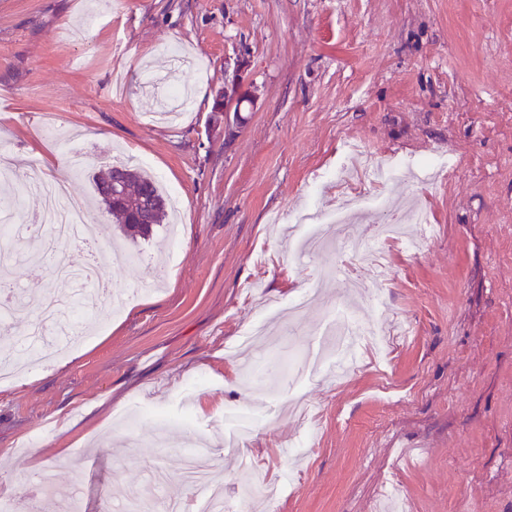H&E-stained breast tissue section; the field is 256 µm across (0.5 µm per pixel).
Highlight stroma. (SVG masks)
I'll return each instance as SVG.
<instances>
[{
  "label": "stroma",
  "mask_w": 512,
  "mask_h": 512,
  "mask_svg": "<svg viewBox=\"0 0 512 512\" xmlns=\"http://www.w3.org/2000/svg\"><path fill=\"white\" fill-rule=\"evenodd\" d=\"M239 61L253 105L228 130L215 94ZM1 156L13 224L41 210L32 162L68 179L111 292L73 317L77 343L0 384L6 512H101L156 466L193 501L190 447L230 505L275 487L250 512H375L388 483L407 512H512V0H0ZM426 157L440 168L397 167ZM372 160L394 172L364 191L431 216L385 280L364 256L375 207L353 252L299 248L341 205L336 172ZM119 163L179 197L177 242L123 240L90 206ZM48 234L13 276L73 298L52 262L84 251L43 254ZM340 302L389 334L343 378L324 329ZM262 319L259 379L226 348Z\"/></svg>",
  "instance_id": "35a3bbf8"
}]
</instances>
